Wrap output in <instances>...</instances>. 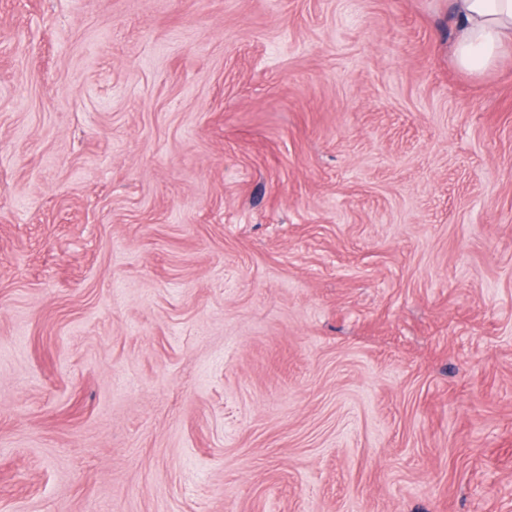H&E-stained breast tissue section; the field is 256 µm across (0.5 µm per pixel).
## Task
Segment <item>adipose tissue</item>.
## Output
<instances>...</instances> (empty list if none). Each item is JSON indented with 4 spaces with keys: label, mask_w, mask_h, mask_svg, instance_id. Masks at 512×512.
<instances>
[{
    "label": "adipose tissue",
    "mask_w": 512,
    "mask_h": 512,
    "mask_svg": "<svg viewBox=\"0 0 512 512\" xmlns=\"http://www.w3.org/2000/svg\"><path fill=\"white\" fill-rule=\"evenodd\" d=\"M457 32L453 56L457 66L482 74L512 50V0H448Z\"/></svg>",
    "instance_id": "adipose-tissue-1"
}]
</instances>
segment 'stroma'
Here are the masks:
<instances>
[{"label": "stroma", "mask_w": 512, "mask_h": 512, "mask_svg": "<svg viewBox=\"0 0 512 512\" xmlns=\"http://www.w3.org/2000/svg\"><path fill=\"white\" fill-rule=\"evenodd\" d=\"M448 0H0V512H512V53ZM457 32L453 56L457 66L482 74L512 50V0H448Z\"/></svg>", "instance_id": "stroma-1"}]
</instances>
